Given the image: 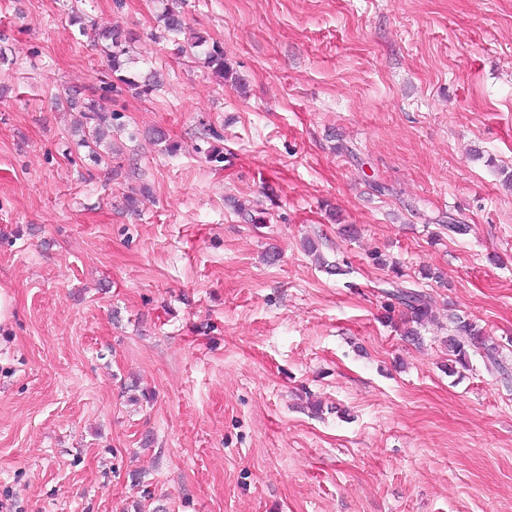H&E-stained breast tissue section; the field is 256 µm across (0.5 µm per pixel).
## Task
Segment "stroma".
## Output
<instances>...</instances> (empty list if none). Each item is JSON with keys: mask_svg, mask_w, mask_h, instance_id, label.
Listing matches in <instances>:
<instances>
[{"mask_svg": "<svg viewBox=\"0 0 512 512\" xmlns=\"http://www.w3.org/2000/svg\"><path fill=\"white\" fill-rule=\"evenodd\" d=\"M174 2L0 0V512H512V0H182L224 81ZM75 11L162 74L101 164ZM452 313L502 370L448 375ZM193 35L188 42L189 49H198L204 55V63L211 69L214 76L224 80L229 70L224 64L223 48L215 41L210 43L209 38L200 33H193ZM401 283L392 280L390 284L393 289L388 290L387 294L402 309L400 320L403 325L407 326L404 328V336L411 337L413 341H419L418 327L434 318L433 310L426 294L401 286Z\"/></svg>", "mask_w": 512, "mask_h": 512, "instance_id": "stroma-1", "label": "stroma"}]
</instances>
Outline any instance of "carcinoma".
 Masks as SVG:
<instances>
[{
  "mask_svg": "<svg viewBox=\"0 0 512 512\" xmlns=\"http://www.w3.org/2000/svg\"><path fill=\"white\" fill-rule=\"evenodd\" d=\"M163 28L166 32L179 35L185 32L184 17L179 11L166 10L162 14ZM93 42L102 52L109 79L102 81L99 88L91 91V96L80 102L68 101L70 108L78 109L81 120L78 122L82 132L78 145L88 147L92 153H97L104 141L103 125L107 121L108 111L104 101L114 90V84L120 83L142 96L150 94L158 84L157 73L154 71L139 79L125 75L128 61L126 43L130 37L118 26L94 27ZM191 50L197 49L204 55V63L211 69L214 76L225 79L229 73L224 64V50L217 42L196 33L188 42ZM396 281L392 289L387 291L390 299L401 307V323L405 325L404 336L414 341L419 340L418 327L434 318L431 304L426 294L407 288L397 282L401 277L397 268H392ZM453 333L445 340L448 353L451 355V371L469 370L472 367V357L478 355L486 367L501 369L499 360V345L486 334L475 321L460 316L451 317Z\"/></svg>",
  "mask_w": 512,
  "mask_h": 512,
  "instance_id": "obj_1",
  "label": "carcinoma"
}]
</instances>
